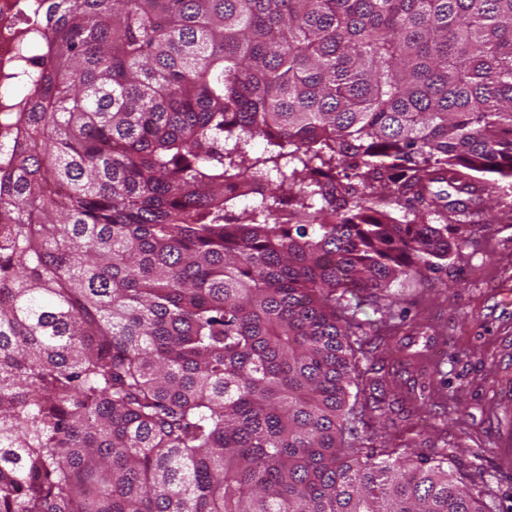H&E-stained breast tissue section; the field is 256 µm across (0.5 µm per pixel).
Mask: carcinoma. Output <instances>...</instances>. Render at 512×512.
Returning <instances> with one entry per match:
<instances>
[{
    "label": "carcinoma",
    "instance_id": "1",
    "mask_svg": "<svg viewBox=\"0 0 512 512\" xmlns=\"http://www.w3.org/2000/svg\"><path fill=\"white\" fill-rule=\"evenodd\" d=\"M44 37L0 168V512H496L368 422L351 299L492 223L512 0H51Z\"/></svg>",
    "mask_w": 512,
    "mask_h": 512
}]
</instances>
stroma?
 Wrapping results in <instances>:
<instances>
[{
	"label": "stroma",
	"instance_id": "1",
	"mask_svg": "<svg viewBox=\"0 0 512 512\" xmlns=\"http://www.w3.org/2000/svg\"><path fill=\"white\" fill-rule=\"evenodd\" d=\"M496 218L448 259L388 290L408 317L397 333L368 336L362 368L381 376L367 388L370 415L408 455L447 452L467 484L490 485L512 512V178L482 173Z\"/></svg>",
	"mask_w": 512,
	"mask_h": 512
}]
</instances>
